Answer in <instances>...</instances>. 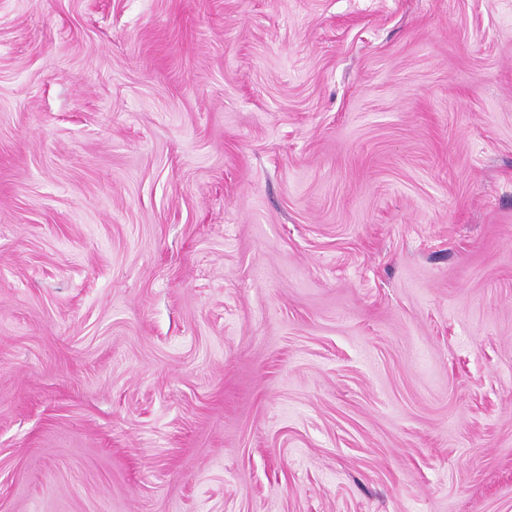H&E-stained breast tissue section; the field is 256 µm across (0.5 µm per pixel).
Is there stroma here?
<instances>
[{
    "label": "stroma",
    "instance_id": "stroma-1",
    "mask_svg": "<svg viewBox=\"0 0 512 512\" xmlns=\"http://www.w3.org/2000/svg\"><path fill=\"white\" fill-rule=\"evenodd\" d=\"M0 512H512V0H0Z\"/></svg>",
    "mask_w": 512,
    "mask_h": 512
}]
</instances>
